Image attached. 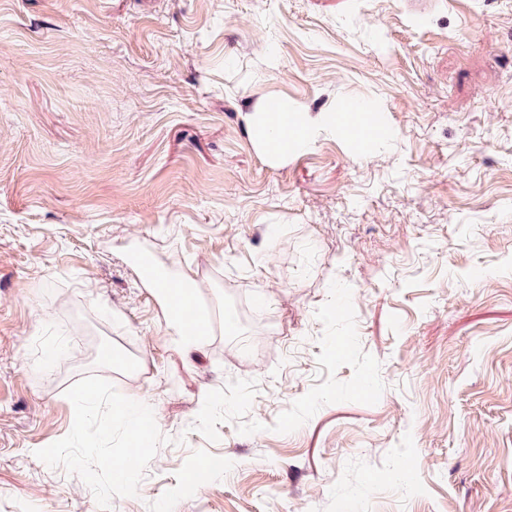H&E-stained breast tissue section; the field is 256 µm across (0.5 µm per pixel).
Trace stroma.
I'll list each match as a JSON object with an SVG mask.
<instances>
[{
	"label": "stroma",
	"instance_id": "1",
	"mask_svg": "<svg viewBox=\"0 0 512 512\" xmlns=\"http://www.w3.org/2000/svg\"><path fill=\"white\" fill-rule=\"evenodd\" d=\"M271 98L307 144H260ZM140 253L192 278L201 349ZM335 280L384 391L272 432ZM104 364L167 438L111 512H512V0H0V512H101L35 452ZM232 379L264 429L209 441ZM135 264L143 275L155 280L159 284L160 288H157L158 297L170 310L168 319L169 326L178 336H181V343L184 348L197 349L201 347L205 341L206 328L199 333L188 334L184 331L182 325L171 312V309H173L174 305L180 300V298L193 296L195 292L193 281L186 277L180 281L183 288H177L172 279L156 271L154 261L149 255L138 256L135 260Z\"/></svg>",
	"mask_w": 512,
	"mask_h": 512
}]
</instances>
